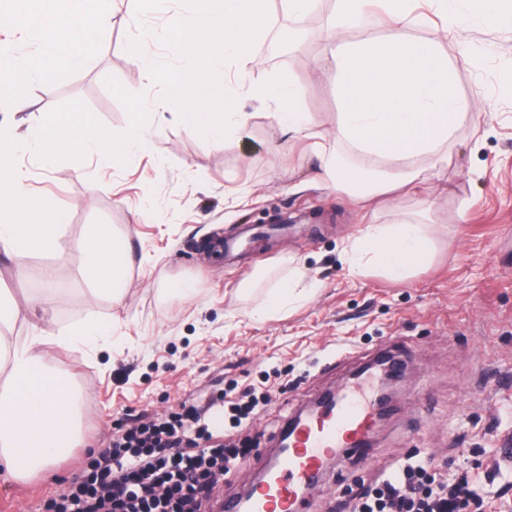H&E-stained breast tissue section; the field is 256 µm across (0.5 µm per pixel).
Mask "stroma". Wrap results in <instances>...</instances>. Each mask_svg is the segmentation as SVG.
I'll return each mask as SVG.
<instances>
[{
  "label": "stroma",
  "mask_w": 512,
  "mask_h": 512,
  "mask_svg": "<svg viewBox=\"0 0 512 512\" xmlns=\"http://www.w3.org/2000/svg\"><path fill=\"white\" fill-rule=\"evenodd\" d=\"M332 8L333 0H324L310 17H295L270 0L271 30L251 50L248 78L230 87L247 121L220 143L184 125L126 49L144 28L146 58H169L156 35L185 16L177 0L139 21L117 8L84 69L62 68L32 84L21 121L0 108V127L13 142L76 106L117 133L133 113L144 119L140 140L111 160L65 154L48 168L25 146L13 154L30 191L52 197L67 219L56 254L0 259V291L20 305L9 338L33 335L30 304L48 293L58 326L92 318L111 324L112 342L94 353L43 345L46 362L75 388L78 433L50 470L0 476L5 512H42L107 448L118 424L164 417L237 384L269 386L272 402L246 428L223 432L227 441L267 454L287 416L318 394L340 391L352 369L392 344L410 355L392 400L395 414L376 428L367 462L335 468L309 495L311 512H348L352 497L411 451L442 477L465 472L482 486L476 512H512L505 453L512 440V27H467L442 41L459 92L476 108L474 122L449 139L448 162L428 193L398 197L378 211V223L387 224L394 213L426 210L433 224L431 262L394 280L379 270L349 273L341 248L358 235L360 212L319 180L320 160L288 136L275 105L257 96L291 76L302 108L324 129L335 126L332 73L314 68ZM475 48L485 52L476 67L468 59ZM278 215L292 216L293 224L257 237L254 251L211 253L215 237L270 226ZM95 224L130 247L117 303L92 295L81 273ZM295 265L316 282L312 297L259 317L269 287ZM48 270L53 279L45 278ZM257 271L265 274L261 284L238 292ZM178 283L190 291L175 294Z\"/></svg>",
  "instance_id": "stroma-1"
}]
</instances>
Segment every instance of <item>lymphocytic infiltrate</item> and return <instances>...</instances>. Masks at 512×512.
<instances>
[{
	"instance_id": "obj_1",
	"label": "lymphocytic infiltrate",
	"mask_w": 512,
	"mask_h": 512,
	"mask_svg": "<svg viewBox=\"0 0 512 512\" xmlns=\"http://www.w3.org/2000/svg\"><path fill=\"white\" fill-rule=\"evenodd\" d=\"M269 400L266 390L246 389L238 400L223 393L121 430L91 473L49 499L46 512H206L218 477L250 459L249 449L213 443L206 421L210 407L226 403L239 428ZM479 498L468 477L440 482L428 463L410 460L361 496L353 512H471Z\"/></svg>"
}]
</instances>
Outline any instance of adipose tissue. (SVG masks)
I'll return each instance as SVG.
<instances>
[{
  "label": "adipose tissue",
  "instance_id": "adipose-tissue-1",
  "mask_svg": "<svg viewBox=\"0 0 512 512\" xmlns=\"http://www.w3.org/2000/svg\"><path fill=\"white\" fill-rule=\"evenodd\" d=\"M476 11L466 0H442L444 35L467 26L512 23V7L503 0H481ZM9 19L25 29L37 44L34 54H19L0 43V72L7 74L10 107H28L27 89L50 80L57 68H79L89 63L94 44L110 20L116 0H11ZM371 0H335L329 34L320 53L331 61L337 103L336 131L322 130L316 119L299 108L292 78H282L267 90L278 102V121L289 134L307 142L326 160L330 188L345 193L360 210L377 198L410 187L421 189L443 163L441 149L449 137L472 121L474 107L456 88L455 72L439 42L412 36L423 24L415 0H383L390 31L379 37L347 38L363 25ZM139 123L116 134L97 127L88 113L77 110L55 114L38 126L37 152L45 161L60 154L92 152L111 159L140 137ZM345 142L366 156L361 166L339 163L337 142ZM10 147L0 148V253L52 255L61 248L64 212L49 197H33L23 174L10 161ZM431 166H424V159ZM433 231L428 224L398 216L389 224L368 222L359 235L343 244L350 273L372 267L402 278L427 263L433 254ZM128 251L123 240L106 229L93 232L86 249L84 274L94 295L118 300L123 292ZM311 286L301 272H293L268 292L262 315L278 313L306 300ZM41 323L39 335L11 346L0 355L9 369L0 384V473L19 478L48 470L75 439V408L66 378L47 365L39 348L42 336H54L57 346L70 350L93 346L106 335V324L88 320L72 328H55L49 299L32 308Z\"/></svg>",
  "mask_w": 512,
  "mask_h": 512
}]
</instances>
